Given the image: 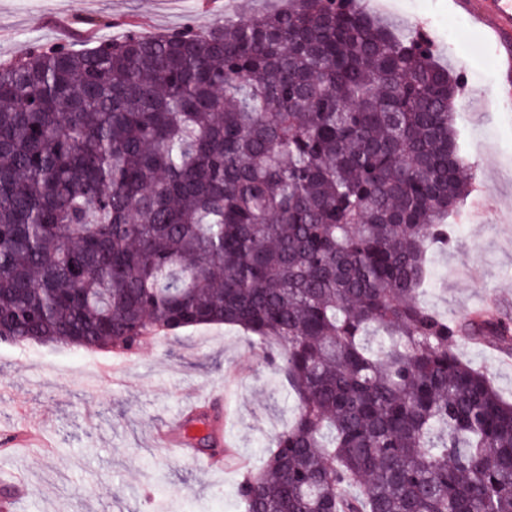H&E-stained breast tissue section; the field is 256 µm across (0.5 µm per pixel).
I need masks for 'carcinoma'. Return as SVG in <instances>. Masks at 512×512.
<instances>
[{
	"instance_id": "carcinoma-1",
	"label": "carcinoma",
	"mask_w": 512,
	"mask_h": 512,
	"mask_svg": "<svg viewBox=\"0 0 512 512\" xmlns=\"http://www.w3.org/2000/svg\"><path fill=\"white\" fill-rule=\"evenodd\" d=\"M459 78L357 0L0 63V342L250 334L294 399L245 512H512V401L422 301L471 191Z\"/></svg>"
}]
</instances>
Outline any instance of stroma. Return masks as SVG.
<instances>
[{
  "label": "stroma",
  "mask_w": 512,
  "mask_h": 512,
  "mask_svg": "<svg viewBox=\"0 0 512 512\" xmlns=\"http://www.w3.org/2000/svg\"><path fill=\"white\" fill-rule=\"evenodd\" d=\"M368 12L428 31L438 59L464 87L456 125L481 194L464 200L447 251L431 256L436 286L424 302L455 318L493 303L512 321V107L497 94L495 56L448 0H358ZM278 0H0V62L38 45L75 48L148 35L220 17L241 22ZM457 354L486 370L512 398V364L474 344ZM294 401L279 389L263 353L241 330L224 325L158 337L128 363L107 350L0 344V436L32 432L39 443L0 452V498L9 512H244L235 496L241 474L207 467L160 447L157 433L177 414L191 432L224 424L230 450L259 466L272 436L292 419ZM20 478L11 495L4 481Z\"/></svg>",
  "instance_id": "1"
}]
</instances>
